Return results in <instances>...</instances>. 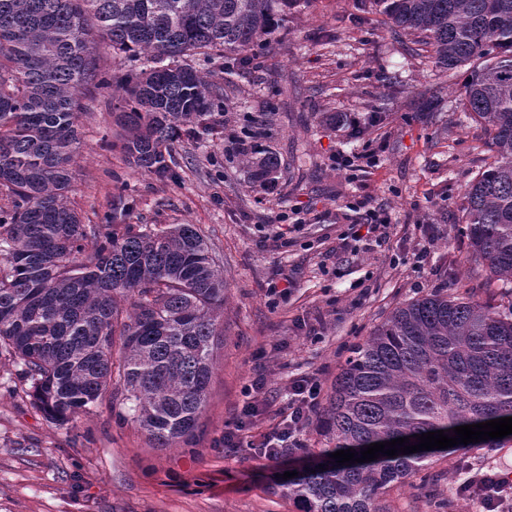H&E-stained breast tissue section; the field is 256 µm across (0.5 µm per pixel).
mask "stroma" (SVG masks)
I'll return each mask as SVG.
<instances>
[{"label":"stroma","mask_w":512,"mask_h":512,"mask_svg":"<svg viewBox=\"0 0 512 512\" xmlns=\"http://www.w3.org/2000/svg\"><path fill=\"white\" fill-rule=\"evenodd\" d=\"M465 77L462 67L440 72L357 0H311L269 36L256 68L221 77L223 116L174 143L179 177L165 183L126 163L113 145L111 96L85 90L73 205L97 224L121 194L132 205L127 223L196 225L224 270L223 343L194 437L167 449L106 400L67 424L49 420L25 394L23 364L0 357V512H297L273 479L320 447L321 417L313 415L304 447L281 459L248 445L225 451L224 432L252 402V383L262 382L274 409L248 417V444L278 422L292 380L316 374L327 401L350 346L396 307L434 292L499 302L501 282H490L464 233L465 189L495 159L459 102ZM430 89L441 110L425 119L417 109ZM382 100V121L352 138L345 117H367ZM248 119L281 160L270 191L251 188L229 151ZM372 141L383 148L369 158ZM342 153L364 155L356 178L337 169ZM359 200L387 211L383 243L352 235L358 215L349 205ZM422 249L427 257L413 268ZM274 285L282 294L270 295ZM469 466L512 473V441L434 455L437 482L394 488L390 512H438L441 499L447 512H475L453 494Z\"/></svg>","instance_id":"stroma-1"}]
</instances>
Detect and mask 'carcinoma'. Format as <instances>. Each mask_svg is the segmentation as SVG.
Listing matches in <instances>:
<instances>
[{
	"label": "carcinoma",
	"mask_w": 512,
	"mask_h": 512,
	"mask_svg": "<svg viewBox=\"0 0 512 512\" xmlns=\"http://www.w3.org/2000/svg\"><path fill=\"white\" fill-rule=\"evenodd\" d=\"M308 0H0V352L20 360L33 404L58 423L109 398L155 448L195 432L224 335V275L192 224L125 223L112 200L85 224L69 193L82 91L112 90L125 160L161 180L171 143L223 110L221 87L179 59L250 64L264 37ZM397 36L450 72L496 160L465 193L466 237L490 276L512 284V0H370ZM150 66L107 80L93 35ZM376 106L354 137L383 120ZM274 187L276 152L245 159ZM119 359H114V355ZM512 416V292L496 307L440 293L396 308L353 348L324 409L326 447L274 481L299 512H390L385 497L438 450L352 466L329 454Z\"/></svg>",
	"instance_id": "obj_1"
}]
</instances>
